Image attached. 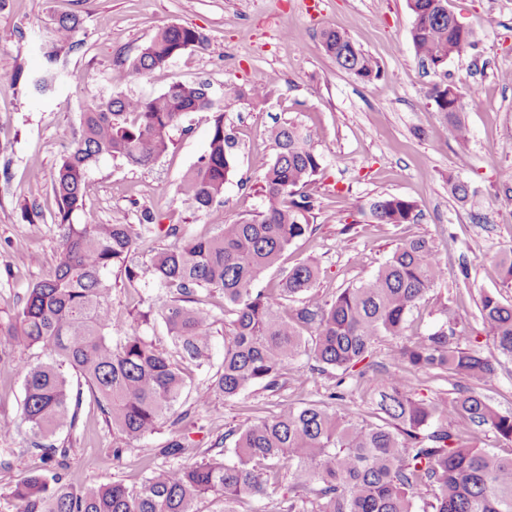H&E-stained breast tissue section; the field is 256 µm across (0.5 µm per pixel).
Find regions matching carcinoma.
Instances as JSON below:
<instances>
[{"instance_id": "1", "label": "carcinoma", "mask_w": 512, "mask_h": 512, "mask_svg": "<svg viewBox=\"0 0 512 512\" xmlns=\"http://www.w3.org/2000/svg\"><path fill=\"white\" fill-rule=\"evenodd\" d=\"M414 16L411 41L416 54L439 73L453 55L476 45L473 33L459 24L446 7L448 0H407ZM80 25L75 14L60 16L53 37L43 48V67L28 79L38 96L53 93L61 52L73 47ZM324 51L336 66L354 79L371 83L381 69L344 34L326 29ZM203 37L192 27L170 24L154 33L129 66L112 72V92L81 113L80 131L66 148L52 180L57 202L54 224L60 238L54 275L28 289L22 304L8 319L7 334L19 337L43 359L24 365L23 420L34 440L31 450L41 456L44 472L24 477L10 493L11 512H201L199 504L213 497L218 512H238L245 496L266 491L270 473L286 459L294 465L293 495L281 512H512V457L501 458L461 440L488 428L512 441V412H500L468 387H460L452 404L461 425L450 429L433 424L445 403H426L414 397L407 375L386 372L378 386L376 423H359L339 407L343 394L328 401L285 407L259 419L236 436L231 456H203L185 468H161V455L178 458L186 447L181 439L160 448H144L146 479L135 487L116 480L106 485H73L66 473L69 449L49 439L61 428L74 429L80 397L73 396L68 372L84 379L112 429L140 439L170 418L184 388L178 362L142 337L141 321L112 341L114 322L110 297L112 272H124L129 282L150 275L168 300L157 309L180 357L201 367L210 362L213 316L197 306L198 288L224 298L231 333L224 342V358L209 383L196 389L195 402L212 397H236L259 385L271 393L282 387L281 371L301 352L303 329L313 330L311 371L327 368L345 372L363 361L379 336H402L408 315L417 308L448 269L425 238L399 244L369 282L343 289L331 301L309 297L319 269L302 261L273 288L260 286L264 273L282 253L312 231L316 207L306 191L321 169V158L310 137L293 123L270 130L276 147L262 158L264 211L216 235L194 238L179 224L164 236L174 243L151 250L148 261L136 259L139 242L160 229L155 215L144 210L140 224H102L87 209L89 169L106 158L131 166H148L170 148V130L189 112L216 113L208 152L178 184L180 199L197 211L210 207L224 194L234 168L235 140L224 132V113L248 98L262 102L267 86L229 87L218 105L208 84L176 82L152 97L124 94L119 87L133 75L167 67ZM448 117V130L461 145L469 141L465 114L474 102L469 89L445 80L429 93ZM448 193L463 203L469 186L448 177ZM369 209L380 224L415 221V205L404 198L382 195ZM503 286L512 287V251L496 257ZM286 301L301 306L285 316ZM445 319L429 333L398 349L394 363L417 373H443L455 378L488 381L494 363L467 347L456 335V316L444 309ZM480 316L497 350L512 356V305L493 293L481 298ZM318 484L306 493L309 480Z\"/></svg>"}]
</instances>
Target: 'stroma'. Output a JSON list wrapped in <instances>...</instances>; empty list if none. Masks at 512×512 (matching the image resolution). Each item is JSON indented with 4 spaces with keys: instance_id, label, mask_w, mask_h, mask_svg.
Segmentation results:
<instances>
[{
    "instance_id": "35a3bbf8",
    "label": "stroma",
    "mask_w": 512,
    "mask_h": 512,
    "mask_svg": "<svg viewBox=\"0 0 512 512\" xmlns=\"http://www.w3.org/2000/svg\"><path fill=\"white\" fill-rule=\"evenodd\" d=\"M448 7L472 29L475 50L451 57L444 67L457 86H482L471 106V139L461 147L449 134L443 113L428 96L436 77L416 56L410 37L414 17L407 0H0V69L23 72L14 83L0 84V321L22 301L32 284L53 276L59 239L51 218L57 205L52 176L69 141L78 133L80 114L110 91L109 75L137 54L166 24L194 27L201 47L186 51L165 69L130 78L126 93L149 97L174 82H206L215 102L230 85L248 87L262 81L269 95L246 102L224 115V130L236 141L235 170L223 196L209 209L184 204L176 189L182 175L207 149L214 115L190 112L171 132L172 145L157 162L134 167L107 159L89 171L88 207L104 224H135L143 210L159 224H179L187 235L209 237L221 225L263 210L260 173L254 161L275 153L271 126L295 123L311 135L322 158L309 187L318 201L310 236L289 246L269 270L264 285L277 283L296 263L311 259L320 268L313 293L328 300L341 289L371 280L403 241L422 237L448 263L444 282L432 288L408 316L399 337L382 336L362 362L363 378L330 369L308 374L311 364L300 355L283 370L284 386L271 393L252 387L232 398L196 405L195 391L205 370L185 365L186 388L175 412L190 411L191 425L162 424L152 435L134 440L113 432L103 414L83 397L76 429L57 432L52 441L70 450L74 484H107L121 479L139 485L144 466L139 449L158 448L181 437L190 454L156 457L155 463L178 468L197 460L199 452L233 447L228 431H243L257 418L287 406L327 400L341 391L346 412L359 421L376 419L380 370L413 338L441 324L443 307L457 313L456 333L471 348L495 356L489 383L469 381L496 409L512 412V358L496 356L493 337L479 308L484 293L512 304V287H503L495 264L512 251V0H448ZM75 13L83 20L79 44L65 53L61 69L70 79L51 95H34L26 78L43 66L42 49L55 19ZM334 28L371 55L381 69L378 80L364 84L340 71L325 53L320 33ZM296 34L303 51L273 38L275 30ZM467 167H460V154ZM468 182L475 195L468 203L448 192L449 175ZM380 195L414 202L418 218L407 224L376 223L368 203ZM166 296L151 280L128 282L112 274V315L116 326L137 321ZM35 350L16 337L0 335V423L13 428L0 436V512H10L8 495L23 476L41 469L30 452L33 440L23 421L24 374L17 362L35 361ZM122 448L114 460V448ZM293 479L287 463L268 491L244 498L238 512H280Z\"/></svg>"
}]
</instances>
